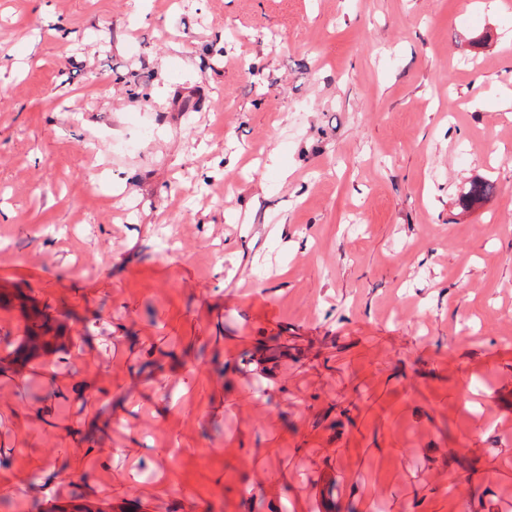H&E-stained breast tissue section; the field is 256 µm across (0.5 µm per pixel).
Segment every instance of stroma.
Instances as JSON below:
<instances>
[{
	"instance_id": "stroma-1",
	"label": "stroma",
	"mask_w": 512,
	"mask_h": 512,
	"mask_svg": "<svg viewBox=\"0 0 512 512\" xmlns=\"http://www.w3.org/2000/svg\"><path fill=\"white\" fill-rule=\"evenodd\" d=\"M462 2L0 0V512H512V0ZM496 185L493 181L475 178L471 180L465 199L469 205H475L484 202L496 192Z\"/></svg>"
}]
</instances>
